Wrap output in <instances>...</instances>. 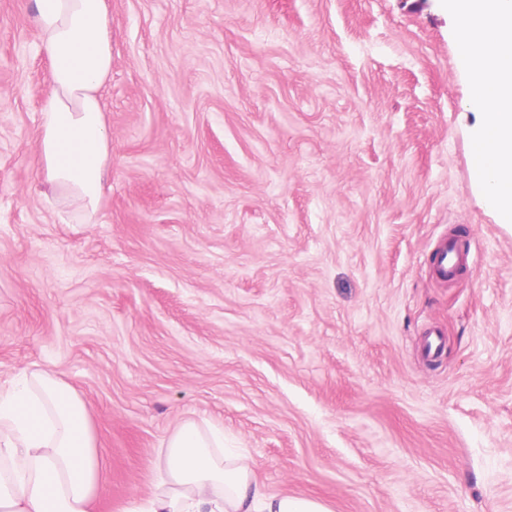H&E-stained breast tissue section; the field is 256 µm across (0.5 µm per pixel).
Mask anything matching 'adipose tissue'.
Segmentation results:
<instances>
[{
	"label": "adipose tissue",
	"instance_id": "ef3b65f1",
	"mask_svg": "<svg viewBox=\"0 0 512 512\" xmlns=\"http://www.w3.org/2000/svg\"><path fill=\"white\" fill-rule=\"evenodd\" d=\"M51 62L40 112L38 169L49 204L73 201L95 223L111 147L99 90L112 71L105 0H31ZM458 55L481 112L474 141L487 206L512 223V0H448ZM151 492L118 512H332L276 493L250 460L224 450L223 430L187 419L157 453ZM104 494L86 403L49 371L0 385V512H95Z\"/></svg>",
	"mask_w": 512,
	"mask_h": 512
}]
</instances>
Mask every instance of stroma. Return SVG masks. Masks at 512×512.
<instances>
[{
    "label": "stroma",
    "mask_w": 512,
    "mask_h": 512,
    "mask_svg": "<svg viewBox=\"0 0 512 512\" xmlns=\"http://www.w3.org/2000/svg\"><path fill=\"white\" fill-rule=\"evenodd\" d=\"M105 3L112 171L79 224L34 165L38 26L0 0V383L87 403L99 512L187 418L333 512H512V223L477 192L447 0ZM432 262L433 272L439 280L448 282L456 276L460 256L457 253L452 238L448 237L436 248Z\"/></svg>",
    "instance_id": "stroma-1"
}]
</instances>
